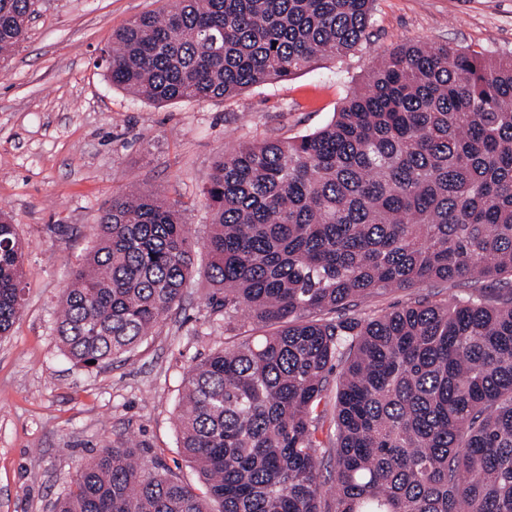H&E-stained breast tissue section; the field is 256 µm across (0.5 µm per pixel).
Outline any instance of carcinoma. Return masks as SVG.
I'll use <instances>...</instances> for the list:
<instances>
[{"mask_svg":"<svg viewBox=\"0 0 512 512\" xmlns=\"http://www.w3.org/2000/svg\"><path fill=\"white\" fill-rule=\"evenodd\" d=\"M372 10L170 0L118 30L101 59L113 85L156 103L224 99L358 50ZM35 14L36 0H0L1 55ZM206 193L201 242L178 203L112 197L54 326L76 365L127 359L180 304L205 251L224 331L244 318L264 333L183 377L179 444L202 486L106 446L55 512H512V58L398 46L325 127L224 152ZM24 249L1 211L0 338L24 308ZM485 281L501 287L489 294ZM423 282L458 292L321 317Z\"/></svg>","mask_w":512,"mask_h":512,"instance_id":"carcinoma-1","label":"carcinoma"}]
</instances>
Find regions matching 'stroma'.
I'll use <instances>...</instances> for the list:
<instances>
[{
  "instance_id": "35a3bbf8",
  "label": "stroma",
  "mask_w": 512,
  "mask_h": 512,
  "mask_svg": "<svg viewBox=\"0 0 512 512\" xmlns=\"http://www.w3.org/2000/svg\"><path fill=\"white\" fill-rule=\"evenodd\" d=\"M168 0H39L25 40L0 59V210L26 242L25 304L0 339V512H53L75 471L104 443H137L190 482L176 406L186 371L224 340V318L195 275L158 334L128 360L81 368L61 352L55 313L96 224L129 184L179 202L203 239L214 160L242 142L292 139L329 124L394 47H470L512 56V0H375L368 42L289 79L204 102L155 104L113 86L100 63L112 35ZM445 284L395 290L336 318L384 313Z\"/></svg>"
}]
</instances>
